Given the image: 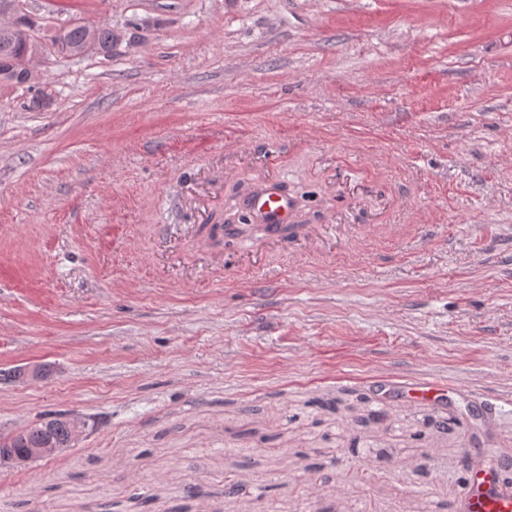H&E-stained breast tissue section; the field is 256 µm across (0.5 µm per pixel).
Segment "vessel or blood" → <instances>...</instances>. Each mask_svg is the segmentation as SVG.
Returning <instances> with one entry per match:
<instances>
[{
	"instance_id": "obj_1",
	"label": "vessel or blood",
	"mask_w": 512,
	"mask_h": 512,
	"mask_svg": "<svg viewBox=\"0 0 512 512\" xmlns=\"http://www.w3.org/2000/svg\"><path fill=\"white\" fill-rule=\"evenodd\" d=\"M246 207L254 221L265 226L267 236L277 239L292 220L295 202L271 181L253 191ZM449 390L448 383L432 379L408 385L405 395L413 401L443 400ZM464 455L471 462V473L466 488L454 501V512H512V485L504 478L512 467V455L472 445L466 446Z\"/></svg>"
}]
</instances>
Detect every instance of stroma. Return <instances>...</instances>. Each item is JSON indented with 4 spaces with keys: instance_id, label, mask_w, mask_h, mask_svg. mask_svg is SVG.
Instances as JSON below:
<instances>
[{
    "instance_id": "1",
    "label": "stroma",
    "mask_w": 512,
    "mask_h": 512,
    "mask_svg": "<svg viewBox=\"0 0 512 512\" xmlns=\"http://www.w3.org/2000/svg\"><path fill=\"white\" fill-rule=\"evenodd\" d=\"M17 13L39 48L0 83V435L83 431L0 465V512H451L466 438L512 449V0ZM102 23L111 56L52 46ZM268 179L295 233L212 237ZM434 376L467 396L404 401ZM78 429L79 426L75 421L70 427V420L66 417L57 414L46 415L36 423L9 434V448L8 442L1 438L0 459L13 467L21 468L34 460L59 456L69 448V442L71 445L76 440ZM48 444L53 448L43 447ZM12 448L16 452L24 451L26 448L28 450L17 455Z\"/></svg>"
}]
</instances>
